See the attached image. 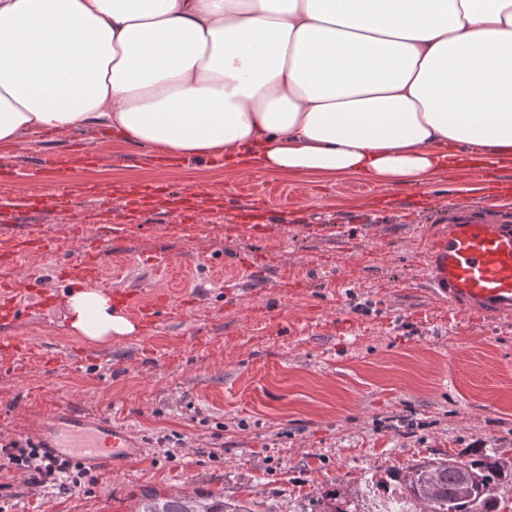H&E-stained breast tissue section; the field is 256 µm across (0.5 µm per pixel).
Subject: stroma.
Returning a JSON list of instances; mask_svg holds the SVG:
<instances>
[{
  "instance_id": "obj_1",
  "label": "stroma",
  "mask_w": 512,
  "mask_h": 512,
  "mask_svg": "<svg viewBox=\"0 0 512 512\" xmlns=\"http://www.w3.org/2000/svg\"><path fill=\"white\" fill-rule=\"evenodd\" d=\"M512 166L462 168L421 189L361 178L231 174L155 157L102 130L0 147V249L24 314L0 346V438L74 407L126 426L142 453L74 489L22 471L7 512H135L142 489L221 493L250 512H310L332 491L397 512L372 486L425 458L494 448L512 466V316L452 309L426 285L431 245L464 217L512 221ZM132 192L148 199L134 215ZM80 224L105 261L93 288L136 335L91 346L62 295L83 282Z\"/></svg>"
}]
</instances>
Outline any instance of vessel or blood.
Segmentation results:
<instances>
[{
  "label": "vessel or blood",
  "instance_id": "1",
  "mask_svg": "<svg viewBox=\"0 0 512 512\" xmlns=\"http://www.w3.org/2000/svg\"><path fill=\"white\" fill-rule=\"evenodd\" d=\"M429 288L466 313H512V222L460 220L449 224L448 237L433 246ZM48 452L78 458L84 465L109 471L137 458L141 450L127 428L75 409L52 410L31 429Z\"/></svg>",
  "mask_w": 512,
  "mask_h": 512
}]
</instances>
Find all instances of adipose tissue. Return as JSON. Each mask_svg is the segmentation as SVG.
<instances>
[{
	"label": "adipose tissue",
	"instance_id": "obj_1",
	"mask_svg": "<svg viewBox=\"0 0 512 512\" xmlns=\"http://www.w3.org/2000/svg\"><path fill=\"white\" fill-rule=\"evenodd\" d=\"M99 129L235 171L421 188L512 164V0H0V146ZM93 346L138 326L71 290Z\"/></svg>",
	"mask_w": 512,
	"mask_h": 512
}]
</instances>
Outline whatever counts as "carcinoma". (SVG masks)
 Masks as SVG:
<instances>
[{"label": "carcinoma", "mask_w": 512, "mask_h": 512, "mask_svg": "<svg viewBox=\"0 0 512 512\" xmlns=\"http://www.w3.org/2000/svg\"><path fill=\"white\" fill-rule=\"evenodd\" d=\"M475 458L454 457L423 460L405 471L395 470L390 481L402 497L421 506V512H504L505 502L495 494L499 482L508 478L495 448L474 449ZM138 512H251L221 495H163L156 489L141 494ZM311 512H357L349 502L331 493Z\"/></svg>", "instance_id": "1"}]
</instances>
